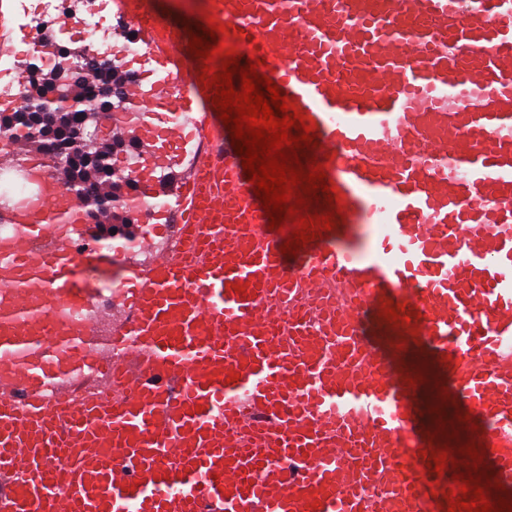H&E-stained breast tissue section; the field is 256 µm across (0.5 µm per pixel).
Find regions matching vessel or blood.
I'll return each instance as SVG.
<instances>
[{
    "label": "vessel or blood",
    "mask_w": 512,
    "mask_h": 512,
    "mask_svg": "<svg viewBox=\"0 0 512 512\" xmlns=\"http://www.w3.org/2000/svg\"><path fill=\"white\" fill-rule=\"evenodd\" d=\"M112 3L200 147L105 345L81 202L47 181L0 212V512H447L469 444L512 504V0H208L210 59ZM230 51L317 142L335 226L290 257L200 79Z\"/></svg>",
    "instance_id": "vessel-or-blood-1"
}]
</instances>
